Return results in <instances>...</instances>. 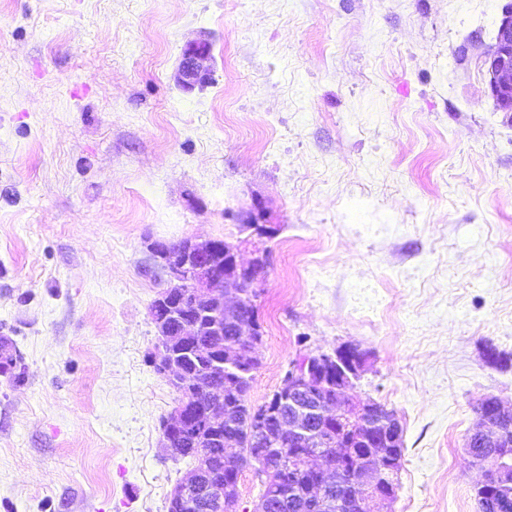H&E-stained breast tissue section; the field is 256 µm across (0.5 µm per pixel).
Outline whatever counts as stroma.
Wrapping results in <instances>:
<instances>
[{
  "label": "stroma",
  "mask_w": 512,
  "mask_h": 512,
  "mask_svg": "<svg viewBox=\"0 0 512 512\" xmlns=\"http://www.w3.org/2000/svg\"><path fill=\"white\" fill-rule=\"evenodd\" d=\"M502 5L0 0V337L26 371L0 374V512H167L189 462L161 445L151 247L184 238L268 255L252 406L356 343L350 398L403 427L394 512H477L474 407L512 403ZM198 40L212 76L186 92ZM256 200L273 236L238 222ZM484 66L489 76V87L498 111L512 112V3L508 1L501 11L493 51L487 55ZM209 56V45L206 42L191 43L183 52L176 74V83L184 91H192L209 83L210 70L204 66Z\"/></svg>",
  "instance_id": "stroma-1"
}]
</instances>
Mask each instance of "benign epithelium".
<instances>
[{
	"label": "benign epithelium",
	"instance_id": "7a95c632",
	"mask_svg": "<svg viewBox=\"0 0 512 512\" xmlns=\"http://www.w3.org/2000/svg\"><path fill=\"white\" fill-rule=\"evenodd\" d=\"M209 56L205 42L191 43L183 52L176 74V83L184 91H192L209 83L210 70L204 66ZM484 66L497 110L512 112V3L502 7L493 51ZM265 209L258 203L243 215V224L259 234L272 236L276 228L264 224ZM153 255L167 277L162 289L150 306V315L157 328L159 342L153 359L154 368L165 375L177 388L180 399L163 426L162 443L174 453L178 441L196 439L201 433L224 435L222 456L214 457L202 469L185 475L172 490L168 499L169 512H182L190 503L198 512H233L237 499L242 468L240 444L230 434L234 416L221 400L200 403L204 394H218L224 389V372L215 367L208 373V385H201V375L183 355L196 361L211 359L213 349L197 341H187L201 334V322L211 321L217 334L224 329V310H243L231 329L234 341L224 355V363L254 361L253 351L263 341V330L256 314L248 310V301L261 293L264 271L268 263L263 254L245 263L238 247L220 239H184L177 249L166 242L153 246ZM352 356L349 373L356 378L369 364L370 356L360 349L344 344L331 353L308 354L290 366L288 379L280 388V409H263L254 413L253 430L258 436L279 448H296L288 456V465L268 469L264 481L275 489L277 507L282 512L302 507L307 512H329L338 507L346 512H392L396 494L391 484L377 486L365 475L356 473V485L361 491L348 496L338 494L331 471L337 460L352 459L355 467L362 465L357 448H393L402 436V426L396 420L378 429L365 425V433L352 443L336 436V426L349 429L355 420L371 414L377 405L372 400L354 401L348 398L351 378H343L332 390L324 381V373L342 358ZM482 402L491 412L479 417L476 428L469 433L468 443L497 446L504 442L505 429L512 425V406L504 405L497 397L487 395ZM310 475L305 501L295 496L296 479ZM482 479L475 486L480 495L491 486L501 490L512 487V453L497 456L496 464L481 469Z\"/></svg>",
	"mask_w": 512,
	"mask_h": 512
}]
</instances>
